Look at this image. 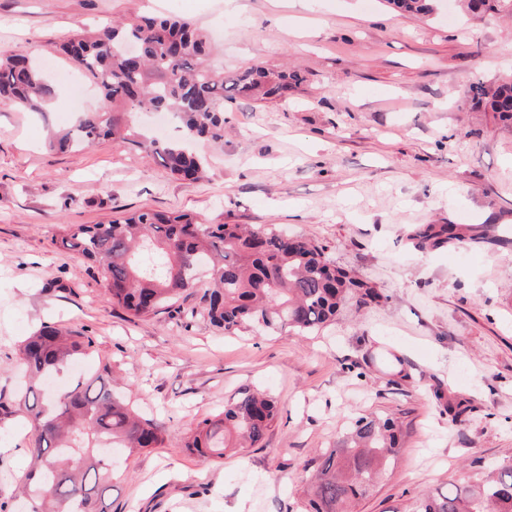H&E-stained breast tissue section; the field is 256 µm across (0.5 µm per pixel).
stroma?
<instances>
[{
  "mask_svg": "<svg viewBox=\"0 0 512 512\" xmlns=\"http://www.w3.org/2000/svg\"><path fill=\"white\" fill-rule=\"evenodd\" d=\"M144 13L189 19L215 38L214 62L299 72L287 100L226 103L224 146L182 181L149 154L109 141L45 146L72 124L60 51L70 36ZM50 66L45 115L0 103V506L16 512L30 471L19 403L20 347L43 322L94 340L60 390L111 365L115 386L164 431L165 447L121 454L108 512H300L315 460L353 412L392 416L404 450L353 512H403L423 490L512 456V122L473 108L470 89L512 75V17H468L441 0L424 19L385 0H0V55ZM205 223L272 224L313 240L379 299L347 304L298 335H227L202 316L129 318L103 271L61 243L66 224L137 211ZM419 224L463 239L421 253ZM499 240L481 238L483 225ZM279 405L262 446L210 464L187 433L242 388Z\"/></svg>",
  "mask_w": 512,
  "mask_h": 512,
  "instance_id": "1",
  "label": "stroma"
}]
</instances>
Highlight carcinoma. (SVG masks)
Segmentation results:
<instances>
[{"label": "carcinoma", "instance_id": "carcinoma-1", "mask_svg": "<svg viewBox=\"0 0 512 512\" xmlns=\"http://www.w3.org/2000/svg\"><path fill=\"white\" fill-rule=\"evenodd\" d=\"M406 13L431 16L435 0H385ZM472 13H512V0H467ZM68 59L102 91L104 105L80 112L50 133L46 145L67 152L112 139L152 155L172 176L195 180L203 159L192 146L224 144V102L288 98L298 75L250 66L224 77L208 62L209 36L179 17H142L123 27L105 25L62 47ZM54 87L24 54L0 58V102L45 115ZM474 107L512 120V77L471 88ZM164 112L178 135L154 138L139 130L140 114ZM61 242L102 266L108 301L136 318L195 295L209 323L227 335L316 331L350 298L378 295L336 266L314 241L265 225L205 224L184 212L139 210L101 224H67ZM456 236L451 224H427L410 236L426 252ZM93 347L78 331L41 326L26 338L21 359L31 379L24 402L32 426L30 450L37 468L21 478L29 512H107L99 471L104 451L128 453L165 447L153 420L117 396L108 368L46 395L36 382L62 371L73 355ZM38 395L34 401L29 397ZM279 416L276 399L249 388L224 410L197 423L185 447L208 463L226 448L261 444ZM392 418L360 414L336 447L316 460V482L303 512H348L388 476L403 447ZM403 512H512V458L475 472L446 491L425 492Z\"/></svg>", "mask_w": 512, "mask_h": 512}]
</instances>
